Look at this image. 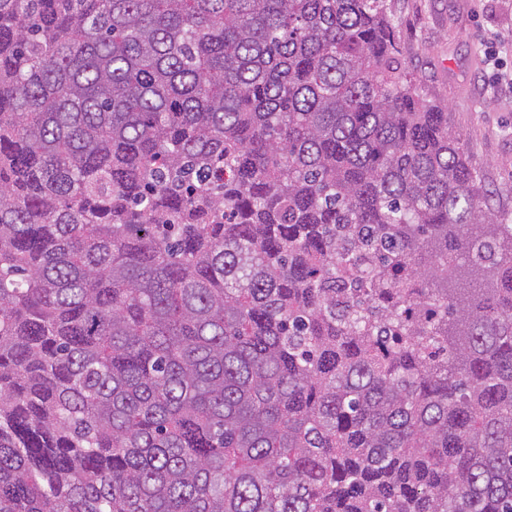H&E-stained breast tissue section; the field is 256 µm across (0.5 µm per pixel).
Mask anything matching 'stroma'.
<instances>
[{
    "instance_id": "35a3bbf8",
    "label": "stroma",
    "mask_w": 512,
    "mask_h": 512,
    "mask_svg": "<svg viewBox=\"0 0 512 512\" xmlns=\"http://www.w3.org/2000/svg\"><path fill=\"white\" fill-rule=\"evenodd\" d=\"M398 61L428 96L448 108L489 192L493 210L512 212V88L493 84L487 38L506 44L499 60L512 71V0H392Z\"/></svg>"
}]
</instances>
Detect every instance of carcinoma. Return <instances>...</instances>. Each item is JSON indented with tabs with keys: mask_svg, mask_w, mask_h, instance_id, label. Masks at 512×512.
Instances as JSON below:
<instances>
[{
	"mask_svg": "<svg viewBox=\"0 0 512 512\" xmlns=\"http://www.w3.org/2000/svg\"><path fill=\"white\" fill-rule=\"evenodd\" d=\"M389 0H0V512H512V222Z\"/></svg>",
	"mask_w": 512,
	"mask_h": 512,
	"instance_id": "1",
	"label": "carcinoma"
}]
</instances>
